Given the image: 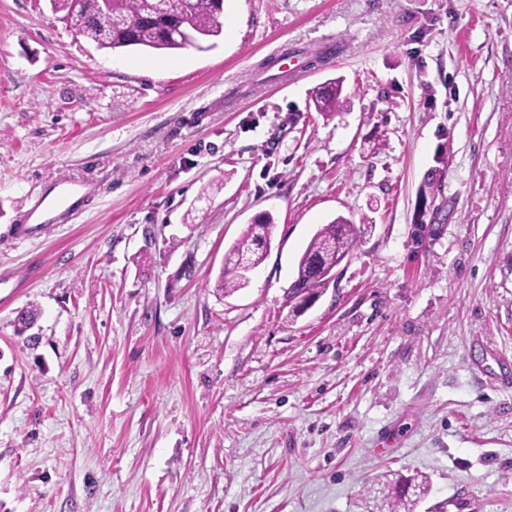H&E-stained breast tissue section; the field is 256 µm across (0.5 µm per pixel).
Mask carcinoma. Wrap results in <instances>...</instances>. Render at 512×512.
<instances>
[{
    "instance_id": "carcinoma-1",
    "label": "carcinoma",
    "mask_w": 512,
    "mask_h": 512,
    "mask_svg": "<svg viewBox=\"0 0 512 512\" xmlns=\"http://www.w3.org/2000/svg\"><path fill=\"white\" fill-rule=\"evenodd\" d=\"M224 0H192L188 5L174 2L166 14H159L144 0H112V9L104 11L100 0H50L52 9L76 33L101 49L150 48L181 49L201 47V43L219 37L224 31L221 21ZM342 84L325 86L316 92L313 102L321 115H336L342 104ZM276 224L263 214L248 225L242 236L228 250L225 267L216 288L226 294L243 286L242 266L258 267L267 254ZM360 228L339 216L322 225L310 240L297 264L291 285L295 298L320 296L328 285L330 271L357 246ZM429 492L424 475L384 477L378 483L377 495L368 501L367 512H414L416 504Z\"/></svg>"
}]
</instances>
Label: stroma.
<instances>
[{
  "label": "stroma",
  "mask_w": 512,
  "mask_h": 512,
  "mask_svg": "<svg viewBox=\"0 0 512 512\" xmlns=\"http://www.w3.org/2000/svg\"><path fill=\"white\" fill-rule=\"evenodd\" d=\"M223 21L112 52L0 0V512H366L387 471L429 477L416 512H512V0ZM66 182L82 209L9 235ZM264 212L268 256L217 291ZM339 216L365 231L293 315ZM342 94V84L329 83L322 90H318L314 96L313 102L317 112L327 119L337 114L336 108L343 104L340 101Z\"/></svg>",
  "instance_id": "35a3bbf8"
}]
</instances>
